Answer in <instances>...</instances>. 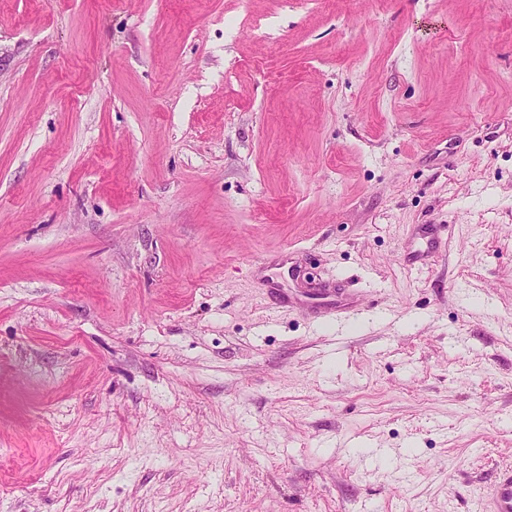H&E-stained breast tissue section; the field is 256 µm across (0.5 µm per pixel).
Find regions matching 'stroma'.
Instances as JSON below:
<instances>
[{"label": "stroma", "mask_w": 512, "mask_h": 512, "mask_svg": "<svg viewBox=\"0 0 512 512\" xmlns=\"http://www.w3.org/2000/svg\"><path fill=\"white\" fill-rule=\"evenodd\" d=\"M507 463L512 0H0V512H484Z\"/></svg>", "instance_id": "35a3bbf8"}]
</instances>
